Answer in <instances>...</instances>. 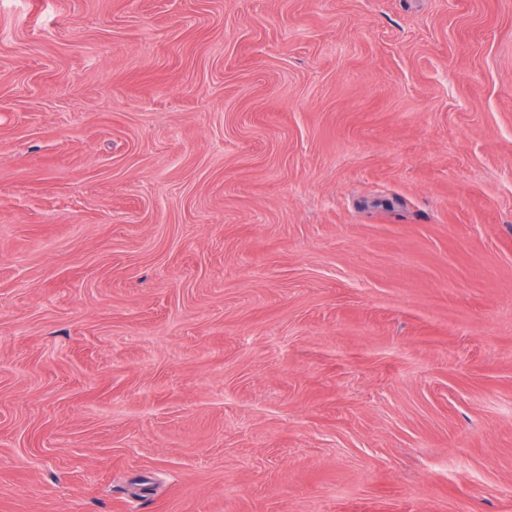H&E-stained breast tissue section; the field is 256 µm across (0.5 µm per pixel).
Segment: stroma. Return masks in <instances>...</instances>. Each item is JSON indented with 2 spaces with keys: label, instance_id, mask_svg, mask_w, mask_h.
Instances as JSON below:
<instances>
[{
  "label": "stroma",
  "instance_id": "obj_1",
  "mask_svg": "<svg viewBox=\"0 0 512 512\" xmlns=\"http://www.w3.org/2000/svg\"><path fill=\"white\" fill-rule=\"evenodd\" d=\"M0 512H512V0H0Z\"/></svg>",
  "mask_w": 512,
  "mask_h": 512
}]
</instances>
